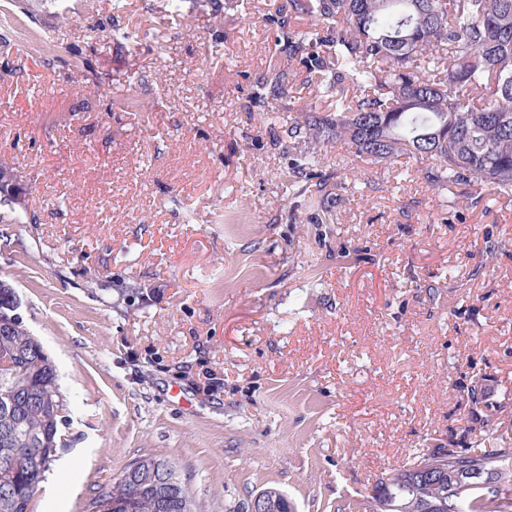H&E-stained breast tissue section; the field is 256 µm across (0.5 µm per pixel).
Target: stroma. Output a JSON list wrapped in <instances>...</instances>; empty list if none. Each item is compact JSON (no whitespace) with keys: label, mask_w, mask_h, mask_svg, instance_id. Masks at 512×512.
I'll return each instance as SVG.
<instances>
[{"label":"stroma","mask_w":512,"mask_h":512,"mask_svg":"<svg viewBox=\"0 0 512 512\" xmlns=\"http://www.w3.org/2000/svg\"><path fill=\"white\" fill-rule=\"evenodd\" d=\"M124 2L133 43L96 29L112 0L64 26L67 0H47L37 28L0 26V155L29 189L26 209L0 207V279L59 370L57 456L79 460L34 512H85L148 453L177 461L201 512H245L269 488L294 512H364L471 416L490 421L486 447L512 448V199L437 206L404 156L340 188L353 157L333 148L330 208L292 197L270 133L322 99L300 72L273 123L245 108L282 0L218 18ZM80 58L138 109L75 111Z\"/></svg>","instance_id":"35a3bbf8"}]
</instances>
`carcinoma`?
Here are the masks:
<instances>
[{"label": "carcinoma", "instance_id": "obj_1", "mask_svg": "<svg viewBox=\"0 0 512 512\" xmlns=\"http://www.w3.org/2000/svg\"><path fill=\"white\" fill-rule=\"evenodd\" d=\"M9 0L12 17L36 24V4ZM121 0H113L106 37L134 41L118 24ZM266 21L275 32L276 60L255 81L248 108L268 115L288 92L292 65L305 68L327 112L303 110L288 122V139L298 157L289 188L303 193L317 177L321 152L345 145L356 158L341 184L364 177L359 163H393L404 154L425 163L424 176L437 197L460 186L487 187L512 197V0H288ZM87 84L111 105L116 99L82 61ZM352 86L346 94L345 87ZM27 189L0 157V204L26 206ZM0 512H33L34 500L54 454L67 399L56 364L25 321L0 332ZM12 397L5 404L2 393ZM483 403L480 376L466 387V405ZM486 421L469 426L446 455L426 453L410 467L376 484L364 512H509L512 509V448L478 453L470 436ZM125 480L113 481L86 505V512H200L177 464L145 454ZM441 473L423 482L431 465ZM120 504L117 511L112 504Z\"/></svg>", "mask_w": 512, "mask_h": 512}]
</instances>
